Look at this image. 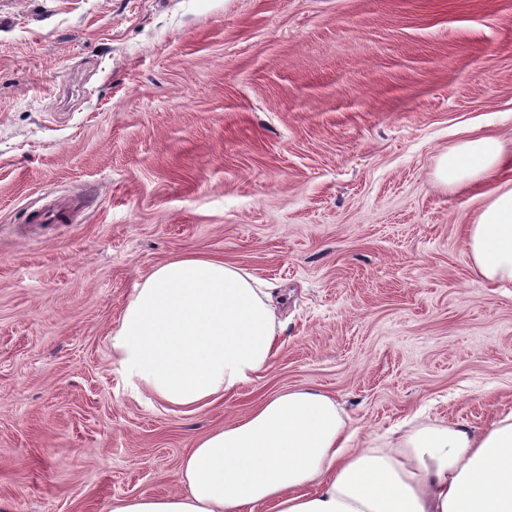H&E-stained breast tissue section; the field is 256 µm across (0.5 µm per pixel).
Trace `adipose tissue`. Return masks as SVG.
I'll use <instances>...</instances> for the list:
<instances>
[{
    "mask_svg": "<svg viewBox=\"0 0 512 512\" xmlns=\"http://www.w3.org/2000/svg\"><path fill=\"white\" fill-rule=\"evenodd\" d=\"M510 167L498 137L475 135L449 149L439 175L470 187ZM466 247L479 276L512 287V181L486 193ZM276 343V312L254 278L197 255L154 267L111 336L131 389L184 409L259 378ZM179 483L109 512H512V412L480 432L421 423L358 446L336 401L301 386L197 440Z\"/></svg>",
    "mask_w": 512,
    "mask_h": 512,
    "instance_id": "obj_1",
    "label": "adipose tissue"
}]
</instances>
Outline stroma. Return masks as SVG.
<instances>
[{"label": "stroma", "instance_id": "35a3bbf8", "mask_svg": "<svg viewBox=\"0 0 512 512\" xmlns=\"http://www.w3.org/2000/svg\"><path fill=\"white\" fill-rule=\"evenodd\" d=\"M472 133L512 149V0H0V512L175 491L196 439L301 385L361 441L512 411V288L438 176ZM185 254L279 319L270 369L189 413L110 341Z\"/></svg>", "mask_w": 512, "mask_h": 512}]
</instances>
